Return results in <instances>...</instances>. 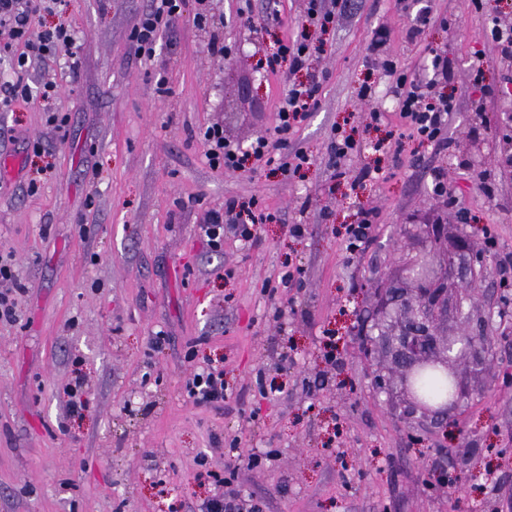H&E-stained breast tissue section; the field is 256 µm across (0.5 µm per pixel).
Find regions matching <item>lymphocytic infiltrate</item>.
I'll return each mask as SVG.
<instances>
[{"label": "lymphocytic infiltrate", "instance_id": "obj_1", "mask_svg": "<svg viewBox=\"0 0 512 512\" xmlns=\"http://www.w3.org/2000/svg\"><path fill=\"white\" fill-rule=\"evenodd\" d=\"M353 3L354 0H307L305 15L298 23V34L278 43L266 58L267 67L276 68L284 61L289 73L306 71L310 74L317 48L309 42L307 29L336 25ZM68 4L69 0H0V61L6 62L15 74L14 81L0 85L1 109H9L14 101L34 94L47 103L56 97L55 83L44 82L33 87L26 82L25 76L33 61L61 57L71 71H79L81 62L74 30L63 24L39 31L32 27L35 16L63 10ZM184 5V0H150L131 34L136 55L152 58L157 40L163 33L173 30ZM384 46V33H376L368 46L365 65L382 70L390 78L402 128L408 137L419 142L447 145L449 120L457 110L454 95L446 91L452 76V61L446 53L437 51L432 57L430 74H412L386 56ZM319 89V81L311 75L307 82L290 83L272 132L257 137L249 150L242 151L225 143L220 127H206L203 138L208 145L206 157L210 166L237 171L257 161L278 164L279 168L294 174L309 165L310 157L305 151H288V135L318 107ZM268 219V214L258 209L255 200L232 199L225 202L223 211L208 212L199 229L208 245L220 250L224 247L226 230H233L239 240L250 242L255 239L259 225ZM186 391L199 407L224 403L228 394L223 368L212 366L193 374L186 382Z\"/></svg>", "mask_w": 512, "mask_h": 512}]
</instances>
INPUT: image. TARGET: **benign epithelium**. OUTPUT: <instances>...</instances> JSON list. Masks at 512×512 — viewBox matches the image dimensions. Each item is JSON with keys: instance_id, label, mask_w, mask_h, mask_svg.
I'll use <instances>...</instances> for the list:
<instances>
[{"instance_id": "1", "label": "benign epithelium", "mask_w": 512, "mask_h": 512, "mask_svg": "<svg viewBox=\"0 0 512 512\" xmlns=\"http://www.w3.org/2000/svg\"><path fill=\"white\" fill-rule=\"evenodd\" d=\"M444 224L427 225L429 244L402 260L405 285L384 284L378 289L379 305L372 324L373 342L383 344L388 371H379L374 385L380 391L399 386L401 417L412 428L422 422L457 428L460 407L471 400L457 373L463 360L485 364L501 337L493 326L492 307L479 304L476 283L494 263L486 251H473L463 236L439 257ZM460 259L461 283L448 288V263ZM454 310L466 327L448 328V310ZM437 372L449 381L448 393L439 401L429 398L419 386L427 372Z\"/></svg>"}]
</instances>
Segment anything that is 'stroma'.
I'll use <instances>...</instances> for the list:
<instances>
[{
  "label": "stroma",
  "mask_w": 512,
  "mask_h": 512,
  "mask_svg": "<svg viewBox=\"0 0 512 512\" xmlns=\"http://www.w3.org/2000/svg\"><path fill=\"white\" fill-rule=\"evenodd\" d=\"M281 17L251 29L242 8ZM305 0H187L173 33L152 59L139 61L130 32L146 0H70L35 27L65 24L77 34L79 72L37 61L33 77L56 83L68 124L41 156L29 143L45 136L39 97L0 111V251L12 253L25 286L18 318L0 323V512H200L210 472L235 462L237 482L260 512H512V346L495 363L461 362L473 398L459 416L463 437L493 455V472L459 470L460 490L435 486L394 407L397 392L377 391L385 362L362 355V324L372 316L366 293L377 278L400 281L389 243L406 251L426 218L497 240L491 276L512 280V94L486 97L512 63L485 35L487 12L512 25V0H430L448 20L416 39L414 10L398 0H358L352 16L310 29L321 51L312 72L320 105L290 146L311 163L297 174L277 166L234 173L211 168L199 129L217 125L241 147L275 125L288 71H265L270 45L292 36ZM210 20L199 27L194 17ZM399 66H429L432 50L453 62L458 104L440 148L401 136L390 80L363 59L376 30ZM218 38L228 58L210 55ZM481 63L474 77L473 63ZM371 85V101L359 96ZM165 93H158V86ZM385 123L368 126L370 108ZM360 148L345 159L330 151L333 128ZM398 141L400 164L375 152ZM380 166L377 180L352 186L349 172ZM45 167L39 190L18 184ZM487 182L474 180V171ZM456 187L449 206L432 191L435 172ZM256 199L273 214L253 245L226 236L209 250L196 226L230 199ZM376 213L358 257L346 228ZM307 225L300 238L289 224ZM304 269L303 285L263 290L287 263ZM166 340L153 345L156 332ZM335 349L336 363L325 355ZM222 360L228 398L222 409L195 406L184 384L207 361ZM278 392L260 396L257 373ZM82 377L87 405L67 414L63 388ZM275 451L260 468L253 454ZM207 467H199V457Z\"/></svg>",
  "instance_id": "1"
}]
</instances>
